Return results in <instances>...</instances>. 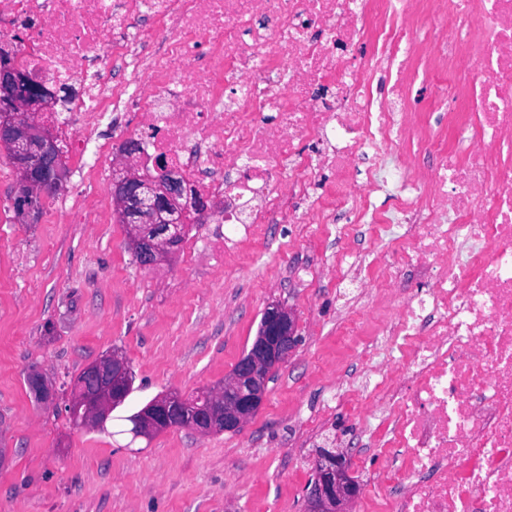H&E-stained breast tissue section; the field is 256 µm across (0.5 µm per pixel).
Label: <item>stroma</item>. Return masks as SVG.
<instances>
[{"mask_svg": "<svg viewBox=\"0 0 512 512\" xmlns=\"http://www.w3.org/2000/svg\"><path fill=\"white\" fill-rule=\"evenodd\" d=\"M15 185L0 146V512H307L318 448H341L361 484L387 465L354 442L356 393L322 412L336 377L360 369L340 343L335 236L265 225V249L228 277L209 248L219 225L199 224L195 261L182 249L148 269L111 185L100 189V212L73 205L66 190L42 196L27 223L14 209ZM272 303L293 313L298 342L240 431L126 434V416L158 394L221 385ZM112 350L126 357L134 390L106 431L75 428L70 382ZM33 370L52 385L53 403H34Z\"/></svg>", "mask_w": 512, "mask_h": 512, "instance_id": "stroma-1", "label": "stroma"}]
</instances>
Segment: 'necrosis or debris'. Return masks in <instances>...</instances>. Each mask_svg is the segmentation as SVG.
Listing matches in <instances>:
<instances>
[{
	"mask_svg": "<svg viewBox=\"0 0 512 512\" xmlns=\"http://www.w3.org/2000/svg\"><path fill=\"white\" fill-rule=\"evenodd\" d=\"M0 51L70 88L43 121L81 206L112 128L237 225L225 270L267 224L335 235L355 414L400 453L355 512H512V0H0Z\"/></svg>",
	"mask_w": 512,
	"mask_h": 512,
	"instance_id": "1",
	"label": "necrosis or debris"
}]
</instances>
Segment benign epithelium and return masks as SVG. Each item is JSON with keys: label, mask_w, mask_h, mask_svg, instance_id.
Listing matches in <instances>:
<instances>
[{"label": "benign epithelium", "mask_w": 512, "mask_h": 512, "mask_svg": "<svg viewBox=\"0 0 512 512\" xmlns=\"http://www.w3.org/2000/svg\"><path fill=\"white\" fill-rule=\"evenodd\" d=\"M20 80V69L12 63L0 64V145L9 150L10 161L17 173L15 201L23 211H30V203L48 192L63 187L64 174L56 155L52 137L40 124L41 111L52 105L50 93L38 89L28 99H18L9 89ZM119 167L123 177L115 185L113 195L126 223L130 224V242L138 262L151 267L172 252L168 238L149 237L137 220L128 215L129 201L149 209L154 216L168 224H180L187 210L169 213L170 203L186 189L177 182V176L163 170L166 185L141 183L135 165L134 152L128 148L120 154ZM295 347L294 320L288 309L278 303L266 307L263 327L250 350L238 363L224 383V390H214L210 404L197 410L190 425L202 434L240 430L259 410L266 389L268 372L284 362ZM86 373L106 376L103 396L80 397V384L69 404L71 410H83L80 426H103L112 406L122 399L128 373L125 358L115 352L105 354L85 368ZM184 398L177 394L156 396L139 415L141 433L150 436L173 427V420L185 406ZM359 493L358 483L349 475L342 455L321 453V463L315 470L309 491V512H344L347 504Z\"/></svg>", "instance_id": "obj_1"}]
</instances>
